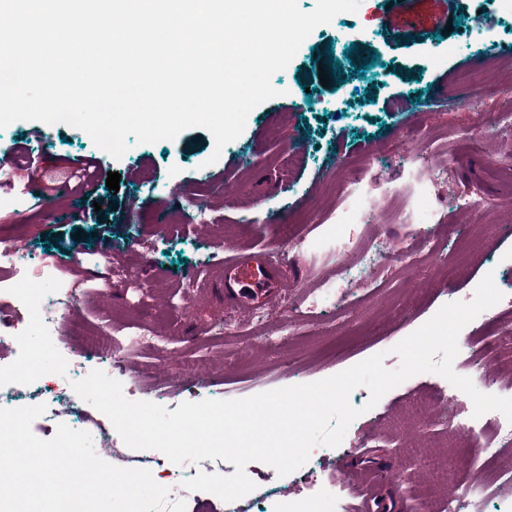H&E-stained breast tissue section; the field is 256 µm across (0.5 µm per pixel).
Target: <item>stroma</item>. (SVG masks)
Segmentation results:
<instances>
[{
  "instance_id": "1",
  "label": "stroma",
  "mask_w": 512,
  "mask_h": 512,
  "mask_svg": "<svg viewBox=\"0 0 512 512\" xmlns=\"http://www.w3.org/2000/svg\"><path fill=\"white\" fill-rule=\"evenodd\" d=\"M452 31H438L435 47L396 37L382 17L386 0H361L317 27L288 67L271 82L278 97L248 116L244 132L210 163L213 137L203 128L174 140L130 143L122 158L101 156L102 171L121 176L114 211L98 216L90 199L67 191L36 200L34 187L0 189V236H22L43 267L58 272L81 305L60 309L59 331L29 322L26 309L0 305L6 319L26 322L16 349L0 352V364L27 362L33 353L54 359L56 344L75 345L73 360L121 359L114 379L127 399L168 410L183 402L232 400L335 375L377 353L396 368L390 349L451 300H471L485 275L503 297L461 331L480 340L512 324V174L496 163L512 157V0H451ZM493 60L486 90L465 98L472 58ZM340 63V80L321 84L319 74ZM447 81L453 93L440 99ZM504 118L494 133H476L492 115ZM422 140L424 158L404 159L398 144ZM24 142L39 164L66 175L96 154L80 129L54 130L39 121H16L0 131V150ZM369 165L360 185L376 195L367 224L344 211L340 187L349 170ZM446 176L433 180L435 170ZM427 196L428 206L417 204ZM83 224L70 222L73 213ZM295 224L304 246L281 232ZM482 224V254L458 282L442 291L433 266L381 261L358 277L349 309L336 301V256L355 260L372 237H386L398 251L426 252L431 240H447L449 225ZM247 248L288 260L287 286L264 321L224 304V254ZM109 265L107 279L91 269ZM138 288H130V276ZM377 290H369V280ZM316 298L309 312L308 298ZM289 335L286 347L271 345ZM473 350L460 344L455 371L475 388L501 397L512 393V352L502 351L498 373L484 374ZM443 377L425 373L406 380L367 408L369 392L355 389L350 402L361 414L342 443L312 454L281 476L252 462V492L237 500L239 512H303L325 499L338 512L353 502L336 482V462L361 455L365 468L354 484H369L387 512H445L467 487L487 485L490 475L512 466V447L495 449L457 467L452 477L430 474L428 459L445 450L448 414L397 431L391 420L409 399L450 391Z\"/></svg>"
}]
</instances>
